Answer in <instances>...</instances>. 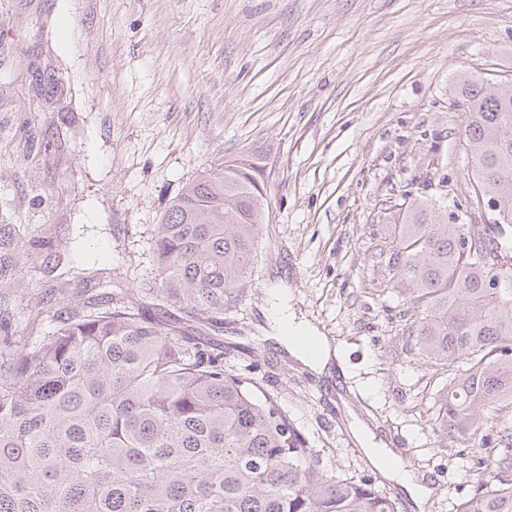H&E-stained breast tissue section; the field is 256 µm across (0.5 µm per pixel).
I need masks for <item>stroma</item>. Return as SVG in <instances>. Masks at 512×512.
Listing matches in <instances>:
<instances>
[{
	"instance_id": "stroma-1",
	"label": "stroma",
	"mask_w": 512,
	"mask_h": 512,
	"mask_svg": "<svg viewBox=\"0 0 512 512\" xmlns=\"http://www.w3.org/2000/svg\"><path fill=\"white\" fill-rule=\"evenodd\" d=\"M56 2L0 0V350L32 315L150 280L171 198L222 159L257 158L252 275L201 342L274 394L328 474L417 512L355 440L358 419L434 486L425 512H454L512 440L434 434L447 377L411 343L381 248L406 194L473 195L452 86L466 70L512 84V0H69L82 39L67 52ZM98 196L104 215L72 223ZM284 300L337 346L340 375L271 339L264 314Z\"/></svg>"
}]
</instances>
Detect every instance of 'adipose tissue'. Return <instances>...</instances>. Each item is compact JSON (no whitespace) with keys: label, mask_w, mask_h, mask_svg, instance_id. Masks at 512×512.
Instances as JSON below:
<instances>
[{"label":"adipose tissue","mask_w":512,"mask_h":512,"mask_svg":"<svg viewBox=\"0 0 512 512\" xmlns=\"http://www.w3.org/2000/svg\"><path fill=\"white\" fill-rule=\"evenodd\" d=\"M276 339L284 345L291 356L298 359L310 370L325 373L330 367V361L336 357L337 351L332 348L325 336L306 321L296 319L288 308H281L275 317ZM355 435L358 440L368 443V456L375 466L382 470L392 481L408 491L415 505H423L432 495L433 489L426 485L424 475L404 468L395 460L393 452L385 444L373 443V434L363 424L357 425Z\"/></svg>","instance_id":"adipose-tissue-1"}]
</instances>
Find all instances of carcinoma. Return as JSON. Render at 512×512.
Masks as SVG:
<instances>
[{"mask_svg": "<svg viewBox=\"0 0 512 512\" xmlns=\"http://www.w3.org/2000/svg\"><path fill=\"white\" fill-rule=\"evenodd\" d=\"M453 91L476 182L501 223L465 249L464 230L413 199L388 266L418 312L410 338L448 373L435 431L485 441L512 403V248L496 277L471 250L512 239V87L463 73ZM265 201L250 157L187 183L156 227L153 280L138 293L212 323L244 291ZM457 512H512V478L484 468ZM0 512H397L369 480L330 476L253 378L224 369L183 326L145 314L123 290L53 316L0 361Z\"/></svg>", "mask_w": 512, "mask_h": 512, "instance_id": "obj_1", "label": "carcinoma"}]
</instances>
